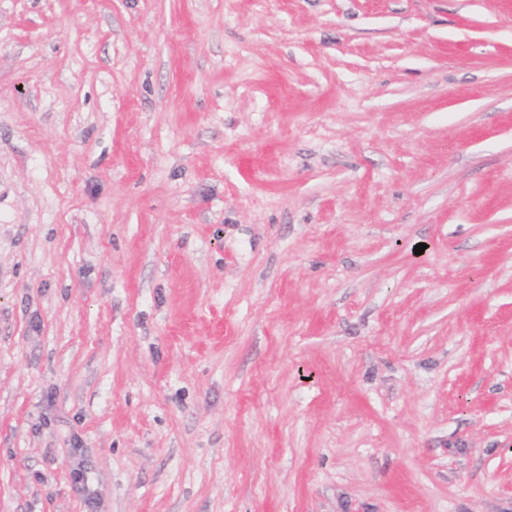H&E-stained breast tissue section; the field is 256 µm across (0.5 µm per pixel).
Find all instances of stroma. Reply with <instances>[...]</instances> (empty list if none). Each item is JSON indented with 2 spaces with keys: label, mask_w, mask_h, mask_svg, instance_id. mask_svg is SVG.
I'll list each match as a JSON object with an SVG mask.
<instances>
[{
  "label": "stroma",
  "mask_w": 512,
  "mask_h": 512,
  "mask_svg": "<svg viewBox=\"0 0 512 512\" xmlns=\"http://www.w3.org/2000/svg\"><path fill=\"white\" fill-rule=\"evenodd\" d=\"M0 512H512V0H0Z\"/></svg>",
  "instance_id": "stroma-1"
}]
</instances>
